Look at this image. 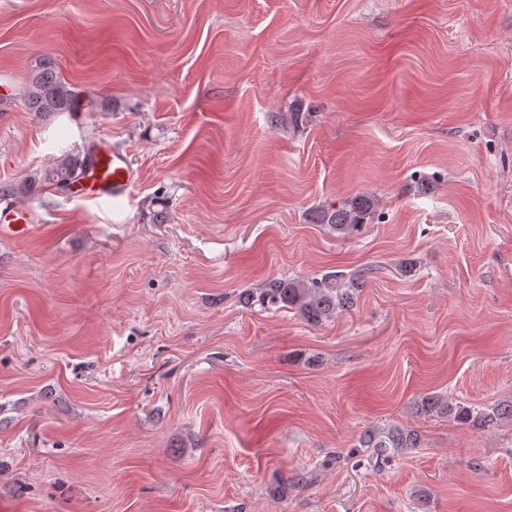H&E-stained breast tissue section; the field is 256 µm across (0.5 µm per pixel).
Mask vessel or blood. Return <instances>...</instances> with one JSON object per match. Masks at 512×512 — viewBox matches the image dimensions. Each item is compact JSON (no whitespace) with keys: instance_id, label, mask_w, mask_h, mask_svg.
<instances>
[{"instance_id":"vessel-or-blood-1","label":"vessel or blood","mask_w":512,"mask_h":512,"mask_svg":"<svg viewBox=\"0 0 512 512\" xmlns=\"http://www.w3.org/2000/svg\"><path fill=\"white\" fill-rule=\"evenodd\" d=\"M94 161L87 165L73 186L76 196L104 204L120 203L137 181L138 173L128 162L123 151L94 150ZM33 217L30 209L13 205H0V234L26 233Z\"/></svg>"}]
</instances>
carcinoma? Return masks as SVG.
Returning <instances> with one entry per match:
<instances>
[{"mask_svg":"<svg viewBox=\"0 0 512 512\" xmlns=\"http://www.w3.org/2000/svg\"><path fill=\"white\" fill-rule=\"evenodd\" d=\"M26 105L31 112H73L79 105V93L70 83L59 77L52 61L42 58L36 64L26 89ZM301 112H275L270 116L274 127H297ZM90 154L65 153L55 159L44 173V180L60 188H67L76 178L80 167L91 163ZM379 206L373 196L358 194L339 203L318 206L312 213V223L323 224L339 236L360 231L369 222ZM363 282L350 281L339 287L336 275L304 279L274 277L240 295L241 302L268 311L291 310L306 325L321 326L336 318L338 312L352 306ZM444 414L453 421L479 429H488L502 422H512V400H502L488 408H476L453 403L442 394L427 393L416 403V414L428 416ZM359 447L371 448L378 457L388 458L410 453L422 447V434L403 423L372 426L358 439Z\"/></svg>","mask_w":512,"mask_h":512,"instance_id":"1","label":"carcinoma"}]
</instances>
